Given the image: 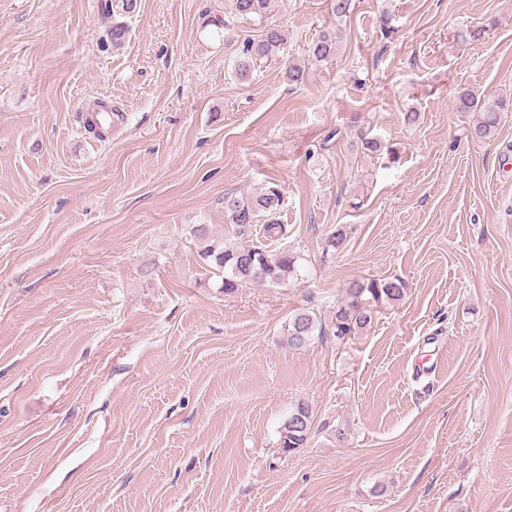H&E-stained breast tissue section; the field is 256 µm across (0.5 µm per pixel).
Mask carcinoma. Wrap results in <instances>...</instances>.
<instances>
[{
    "mask_svg": "<svg viewBox=\"0 0 512 512\" xmlns=\"http://www.w3.org/2000/svg\"><path fill=\"white\" fill-rule=\"evenodd\" d=\"M272 0H233V17L236 19H262L271 8ZM285 36L276 27L263 29L254 38L247 35L239 46L240 59L235 74L241 81L252 77L255 65L277 57ZM336 40L329 33H322L309 48V56L316 62L332 57ZM512 101L503 97L492 102L480 101L469 90L460 92L455 101L458 112H479L480 119L473 125L470 135L475 140L490 137L496 130L500 113L509 110ZM283 195L274 183L264 186L252 195H224V213L227 223L236 227L240 241L232 246L214 245L209 242L206 225L200 224L194 234L201 242L200 258L212 269L223 273L220 289L232 295L254 284L279 285L296 274L298 256L289 249L275 253L250 242L253 228L262 224L264 235L280 240L286 235L285 225L277 217L283 206ZM406 295V284L399 278L370 280L352 283L346 291V301L325 320L315 312L305 309L295 313L283 329L289 347L301 349L313 336L332 335L343 341L358 330L370 325L374 306L380 303L395 304ZM313 411L305 403L297 405L280 428V448L293 452L304 447L311 435Z\"/></svg>",
    "mask_w": 512,
    "mask_h": 512,
    "instance_id": "carcinoma-1",
    "label": "carcinoma"
}]
</instances>
